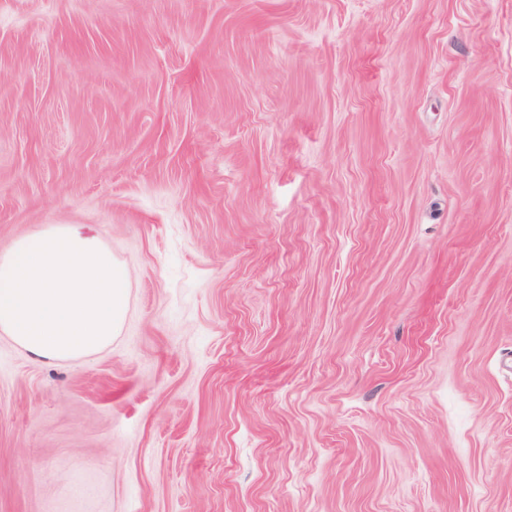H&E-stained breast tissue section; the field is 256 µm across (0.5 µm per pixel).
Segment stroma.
<instances>
[{"label":"stroma","instance_id":"35a3bbf8","mask_svg":"<svg viewBox=\"0 0 512 512\" xmlns=\"http://www.w3.org/2000/svg\"><path fill=\"white\" fill-rule=\"evenodd\" d=\"M49 224L129 306L0 334V512H512V0H0Z\"/></svg>","mask_w":512,"mask_h":512}]
</instances>
